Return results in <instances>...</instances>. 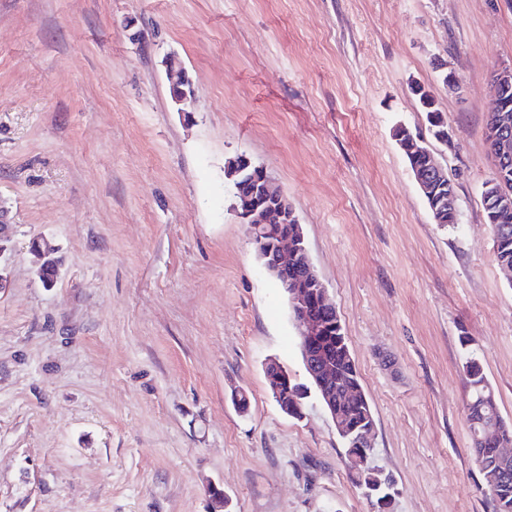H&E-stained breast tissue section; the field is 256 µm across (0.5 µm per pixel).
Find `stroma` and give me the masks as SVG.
Here are the masks:
<instances>
[{
  "label": "stroma",
  "instance_id": "1",
  "mask_svg": "<svg viewBox=\"0 0 512 512\" xmlns=\"http://www.w3.org/2000/svg\"><path fill=\"white\" fill-rule=\"evenodd\" d=\"M510 62L512 0H0V512H211L212 485L226 512H373L315 392L296 419L269 391L268 358L308 376L233 209L240 154L303 228L394 512H495L462 364L477 354L512 423V281L482 202ZM401 128L447 169L456 223H435ZM41 254L42 263L39 268V278L44 287L51 288L54 286L55 280L59 272V260L53 256L54 249L47 247L46 249H39ZM48 274L52 275L49 279Z\"/></svg>",
  "mask_w": 512,
  "mask_h": 512
}]
</instances>
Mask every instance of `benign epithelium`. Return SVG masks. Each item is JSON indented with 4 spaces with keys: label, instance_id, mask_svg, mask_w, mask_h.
Listing matches in <instances>:
<instances>
[{
    "label": "benign epithelium",
    "instance_id": "obj_1",
    "mask_svg": "<svg viewBox=\"0 0 512 512\" xmlns=\"http://www.w3.org/2000/svg\"><path fill=\"white\" fill-rule=\"evenodd\" d=\"M511 93L512 65L495 67L489 87L490 111L500 113V120L496 123L497 135L493 143L488 145L495 167L493 179L484 184V196L488 195L489 188L504 181L505 171L512 165V118L506 115L509 111L508 95ZM251 166L249 157L240 156L239 173L244 178L238 186L241 207L236 209L237 217L248 226L264 270L279 281L288 294L299 329L300 350L310 380L317 386L321 403L337 431L342 433L347 416L336 400V371L319 355L320 342L332 328L336 308L330 302L327 288L309 259L302 228L293 209L286 198L272 187L268 176L252 181V176L246 174ZM413 175L419 188L429 194L437 215L445 212L457 215L454 192L439 191V185L448 179L447 172L441 166L433 161L427 170L417 169ZM495 197L497 223L506 231L512 221V194L501 190ZM40 254L42 263L39 278L44 287L51 288L59 272V260L54 257V249L50 247L40 250ZM265 371L275 393V401L282 412L302 416L300 401L296 399L290 404L286 395L282 394V389L290 381L286 369L279 361L271 359L266 363ZM480 424L482 430L478 438L479 447H493L497 459H502L508 449L498 442L496 421L484 414Z\"/></svg>",
    "mask_w": 512,
    "mask_h": 512
}]
</instances>
